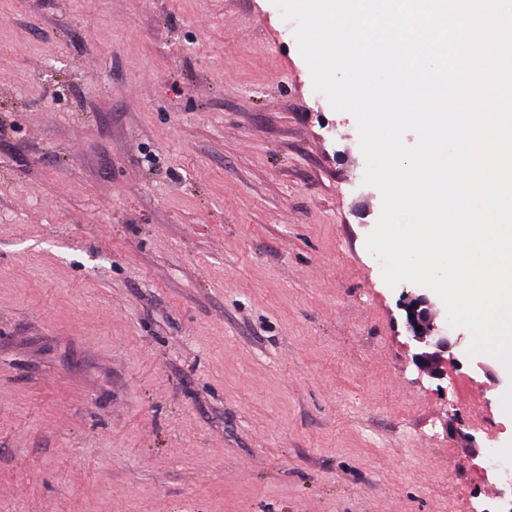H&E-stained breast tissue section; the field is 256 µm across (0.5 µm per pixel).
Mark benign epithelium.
I'll return each instance as SVG.
<instances>
[{"label": "benign epithelium", "instance_id": "benign-epithelium-1", "mask_svg": "<svg viewBox=\"0 0 512 512\" xmlns=\"http://www.w3.org/2000/svg\"><path fill=\"white\" fill-rule=\"evenodd\" d=\"M408 339L413 345L411 359L421 371L433 377L441 375L444 353L452 348L447 330L438 325L423 297L411 299L404 305Z\"/></svg>", "mask_w": 512, "mask_h": 512}]
</instances>
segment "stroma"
I'll return each instance as SVG.
<instances>
[{
    "mask_svg": "<svg viewBox=\"0 0 512 512\" xmlns=\"http://www.w3.org/2000/svg\"><path fill=\"white\" fill-rule=\"evenodd\" d=\"M272 0H0V512H471L512 369L411 361L381 195Z\"/></svg>",
    "mask_w": 512,
    "mask_h": 512,
    "instance_id": "35a3bbf8",
    "label": "stroma"
}]
</instances>
